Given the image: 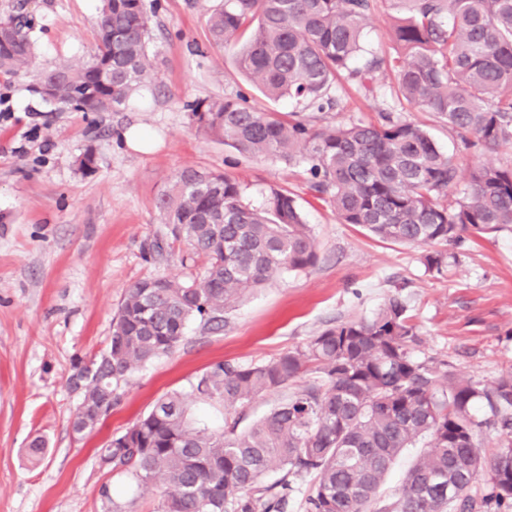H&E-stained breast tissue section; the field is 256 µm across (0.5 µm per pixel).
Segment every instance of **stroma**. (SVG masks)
Returning a JSON list of instances; mask_svg holds the SVG:
<instances>
[{"label": "stroma", "mask_w": 512, "mask_h": 512, "mask_svg": "<svg viewBox=\"0 0 512 512\" xmlns=\"http://www.w3.org/2000/svg\"><path fill=\"white\" fill-rule=\"evenodd\" d=\"M149 2L154 80L122 111L98 113L43 101L33 77L62 59H90L99 0H0V17L24 5L35 43L23 72L0 76V512H105V484L122 507L156 512L159 489H137L104 467L99 448L210 364L267 361L330 324L372 316L394 293L406 299L423 338L417 358L447 360L457 377L488 382L512 370V229L467 231L458 260L435 272L423 263L424 248L339 223L310 190L303 161L246 158L192 125L190 103L250 87L235 49L214 46L206 27L224 0ZM401 15L381 0L364 29L368 51L395 52ZM334 94L339 105L325 113L326 125L369 122L392 110L423 125L461 176L486 161L512 162V149L465 147L430 113L400 101L391 72L379 73L373 95L344 81ZM132 127L148 135L150 150L126 144L122 133ZM89 148L97 163L86 174L78 160ZM185 167L226 172L256 206L269 187L291 192L316 237L319 261L254 290L225 313L222 331L189 327L174 352L121 384L117 403L92 432L75 438L80 395L69 379L78 363L106 349L126 290L157 276L189 281L207 264L203 257L186 261V244L171 240L155 207ZM158 237L168 241L161 257L149 253ZM37 438L45 453L34 462L28 448Z\"/></svg>", "instance_id": "stroma-1"}]
</instances>
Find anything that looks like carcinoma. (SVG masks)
Here are the masks:
<instances>
[{
	"label": "carcinoma",
	"mask_w": 512,
	"mask_h": 512,
	"mask_svg": "<svg viewBox=\"0 0 512 512\" xmlns=\"http://www.w3.org/2000/svg\"><path fill=\"white\" fill-rule=\"evenodd\" d=\"M399 50L363 57L362 31L378 0H224L206 20L218 46H240L237 66L271 100L288 97L313 112L335 106L336 81L372 91L391 70L408 104L440 119L467 147L512 146V0H395ZM20 18H0V75L24 69L34 53ZM152 13L145 0H101L91 61H60L37 75L35 91L61 109L119 112L154 76ZM203 135L249 158L310 163V188L342 224L375 237L431 248L429 270L448 263L444 247L462 233L512 227V165L487 164L458 195L459 171L426 129L396 112L374 122L317 127L297 112L261 110L240 90L191 104ZM160 222L207 258L192 282L154 277L126 291L107 348L78 367L89 373L71 422L92 431L116 390L138 366L166 356L192 322L224 328L245 293L282 273L316 266L318 246L294 196L246 188L219 171L186 167L158 197ZM407 304L390 295L368 319L332 324L300 347L258 364L218 361L163 395L100 455L138 488L161 487L157 512H286L291 485H263L272 472L312 473L305 512H509L512 509V371L494 381L461 379L443 361L419 360ZM317 380L286 395L309 367ZM282 398L246 429L192 417L197 404L234 409ZM492 429L498 450L483 456L477 432ZM426 449L390 500L379 489L400 453ZM497 479L487 478V471ZM484 481L480 500L466 495Z\"/></svg>",
	"instance_id": "carcinoma-1"
}]
</instances>
